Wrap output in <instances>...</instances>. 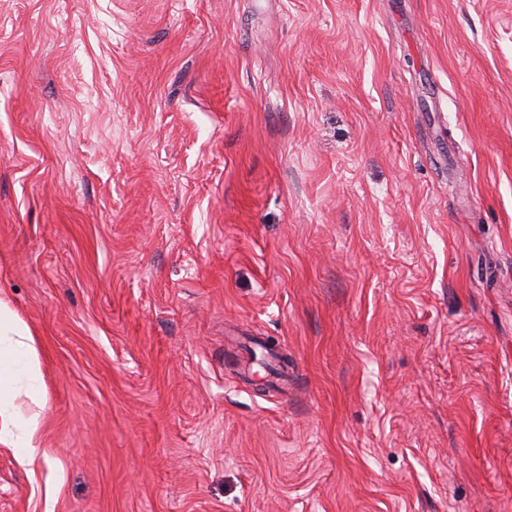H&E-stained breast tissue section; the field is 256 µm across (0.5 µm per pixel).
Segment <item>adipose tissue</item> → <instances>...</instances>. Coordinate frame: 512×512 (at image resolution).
<instances>
[{
	"label": "adipose tissue",
	"mask_w": 512,
	"mask_h": 512,
	"mask_svg": "<svg viewBox=\"0 0 512 512\" xmlns=\"http://www.w3.org/2000/svg\"><path fill=\"white\" fill-rule=\"evenodd\" d=\"M19 367L26 380L27 392H35L42 373L34 340L27 324L0 300V369ZM14 389L0 386V441L8 440L23 448L39 445V416H20L14 409Z\"/></svg>",
	"instance_id": "ef3b65f1"
}]
</instances>
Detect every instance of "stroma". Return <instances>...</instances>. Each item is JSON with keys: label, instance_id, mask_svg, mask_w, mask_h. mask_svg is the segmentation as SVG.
<instances>
[{"label": "stroma", "instance_id": "obj_1", "mask_svg": "<svg viewBox=\"0 0 512 512\" xmlns=\"http://www.w3.org/2000/svg\"><path fill=\"white\" fill-rule=\"evenodd\" d=\"M0 512H512V0H0ZM27 324L0 298V441L9 440L33 453L39 448V415L20 416L14 410L16 391L1 387L2 368L18 366L26 390L35 392L42 381L39 357Z\"/></svg>", "mask_w": 512, "mask_h": 512}]
</instances>
